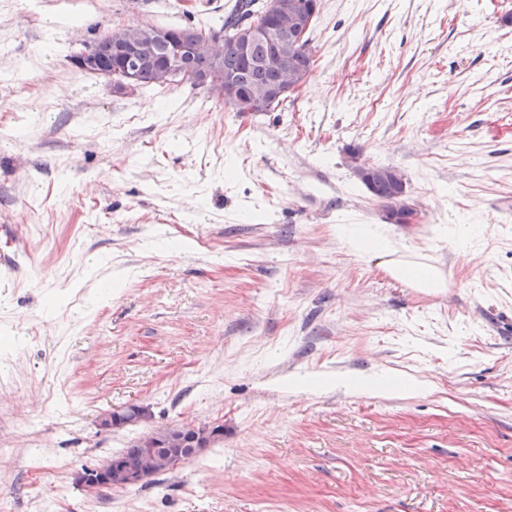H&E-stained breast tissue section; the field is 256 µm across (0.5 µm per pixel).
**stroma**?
Here are the masks:
<instances>
[{
	"label": "stroma",
	"instance_id": "35a3bbf8",
	"mask_svg": "<svg viewBox=\"0 0 512 512\" xmlns=\"http://www.w3.org/2000/svg\"><path fill=\"white\" fill-rule=\"evenodd\" d=\"M235 0H0V512H512V0H321L270 112L116 89L75 55ZM393 166L386 217L351 155ZM381 225L413 288L349 229ZM409 375L412 394L324 378ZM129 404L150 419L104 431ZM224 439L143 485L73 475L139 434ZM355 165V172L360 181L370 188L376 175H380L383 178L390 181L395 187V193L392 197V187L383 181L376 182L373 185L372 194L379 199H391L385 202L389 207V213L396 220L400 218V212L403 209H411L415 212V209L406 200V181L402 172L396 167H389L384 170H377L374 167L359 164L358 157H352Z\"/></svg>",
	"mask_w": 512,
	"mask_h": 512
}]
</instances>
